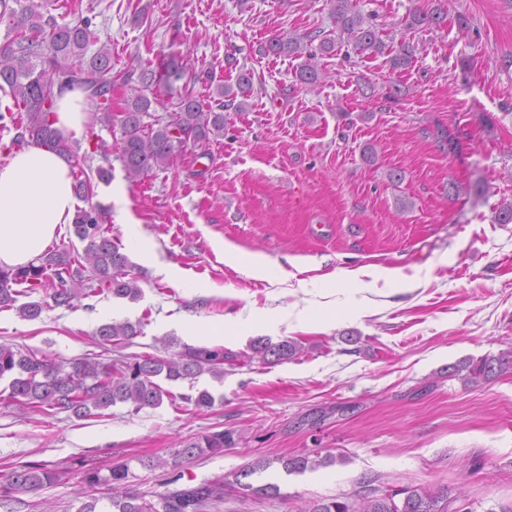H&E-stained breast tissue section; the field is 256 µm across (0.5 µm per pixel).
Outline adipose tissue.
<instances>
[{"label":"adipose tissue","instance_id":"obj_1","mask_svg":"<svg viewBox=\"0 0 512 512\" xmlns=\"http://www.w3.org/2000/svg\"><path fill=\"white\" fill-rule=\"evenodd\" d=\"M76 196L66 159L25 144L0 160V266L28 264L73 223Z\"/></svg>","mask_w":512,"mask_h":512}]
</instances>
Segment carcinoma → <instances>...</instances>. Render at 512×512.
<instances>
[{"instance_id": "1", "label": "carcinoma", "mask_w": 512, "mask_h": 512, "mask_svg": "<svg viewBox=\"0 0 512 512\" xmlns=\"http://www.w3.org/2000/svg\"><path fill=\"white\" fill-rule=\"evenodd\" d=\"M335 19L338 37H323L312 48V35H274L262 51L267 56L306 57L295 72L297 81L307 88L318 87L324 70L318 56H332L336 41L353 47L359 56L388 57L390 68L404 71L415 58V48L401 42L392 46L382 38V32L372 19L357 8L354 0H326ZM43 0H0V20L9 26L0 42V91L10 103L0 107V128L9 125L16 130L14 142H33L50 147L68 156L72 162L76 195L87 204L76 211L73 232L86 243L83 252L75 249L50 247L33 262L15 269L0 268V312L16 310L19 316L35 320L48 301L19 302L43 292L56 306L69 307L76 299L110 293L115 297L134 299L140 294L138 276L129 257L112 241L111 228L103 224L104 211L92 203L94 187L86 167L93 155L108 157L100 143L93 116L86 130V140L92 150L79 153L72 142L54 128L56 101L54 88L78 89L86 103L103 111L107 122L117 121L121 137L115 151L132 181H138L156 169L169 167L174 158L189 143L208 142L213 136L224 135V113L229 105L243 111L253 93V74L239 71L232 84L217 86V98L203 99L186 90L179 94L177 110L166 115H154L152 105L158 102L154 87L155 73L149 68L138 72L131 69L114 71L112 53L105 47L89 53L96 43L95 16L80 15L70 22L60 23L43 12ZM446 20L442 7L415 8L406 15L404 24L410 29L442 28ZM137 83L134 94L120 116H112V87L116 82ZM150 121H144V118ZM137 326L130 322L111 323L97 332L102 345L114 348L130 345L138 336ZM254 353L267 361H283L297 352L293 342L278 344L259 341ZM224 349L191 346L169 357L152 354L119 356L111 363L94 357L68 362H53L37 357L36 353L0 344V381H8L0 391L9 403L39 411L47 416L69 412L86 418L118 403H129L136 412L155 408L170 397L159 383L193 381L203 374L215 379L224 376ZM512 368V350L498 356L466 359L448 367V376L462 377L475 385L495 379ZM230 435L222 431L205 434L195 440L181 442L174 453L172 465L201 454L224 452ZM133 474L127 463H118L104 474L91 467L83 471L87 501L79 512H99V503L106 499L116 512H206L211 505L224 499V482L211 481L198 486L176 489L160 495L158 503L146 499L131 484ZM57 479L55 472L39 463L21 464L0 483V498L15 493H34ZM454 500L448 490L437 492L403 488L401 496L361 497L355 500L330 499L315 504L309 512H451Z\"/></svg>"}]
</instances>
